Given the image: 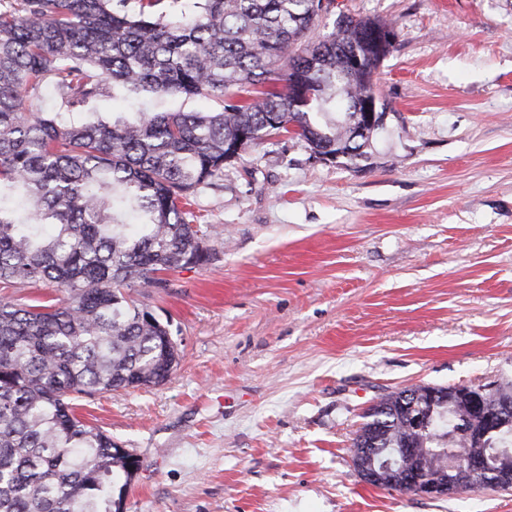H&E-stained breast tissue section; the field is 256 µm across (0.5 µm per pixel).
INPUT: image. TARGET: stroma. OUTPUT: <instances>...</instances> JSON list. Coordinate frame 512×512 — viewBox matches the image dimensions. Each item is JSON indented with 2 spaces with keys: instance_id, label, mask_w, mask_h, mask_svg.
<instances>
[{
  "instance_id": "1",
  "label": "stroma",
  "mask_w": 512,
  "mask_h": 512,
  "mask_svg": "<svg viewBox=\"0 0 512 512\" xmlns=\"http://www.w3.org/2000/svg\"><path fill=\"white\" fill-rule=\"evenodd\" d=\"M394 24L359 166L264 140L192 198L212 262L132 287L183 358L77 409L138 459L124 512H512L364 482L352 439L414 385L512 382V0H337ZM104 99V114L215 110Z\"/></svg>"
}]
</instances>
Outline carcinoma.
<instances>
[{"label":"carcinoma","mask_w":512,"mask_h":512,"mask_svg":"<svg viewBox=\"0 0 512 512\" xmlns=\"http://www.w3.org/2000/svg\"><path fill=\"white\" fill-rule=\"evenodd\" d=\"M126 2L0 0V282L61 293L49 305L0 301V512H119L139 461L74 400L161 385L179 365L168 326L127 289L166 288L167 274L213 259L185 205L224 177L231 147L291 131L354 165L372 140L350 144L379 66L366 32L389 24L341 14L314 40L315 0H195L173 17L157 13L162 0H139L136 16ZM45 82L71 110L111 87L221 109L62 124L33 103ZM429 388L372 405L352 460L436 475L483 453L490 481L512 468V425L470 442L482 425L465 400L437 401L427 431H413Z\"/></svg>","instance_id":"cac0c4a2"}]
</instances>
